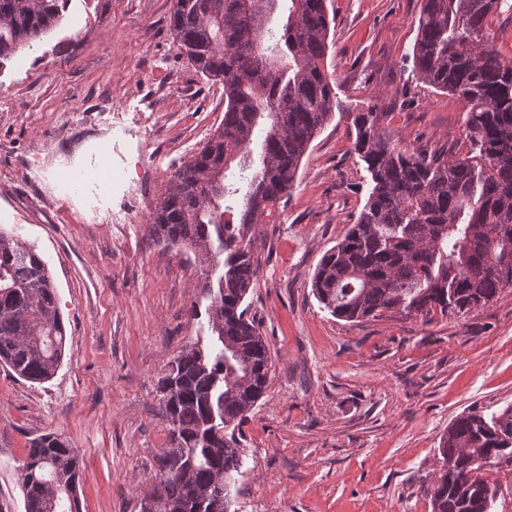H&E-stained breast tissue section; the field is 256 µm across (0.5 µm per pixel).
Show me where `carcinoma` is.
Wrapping results in <instances>:
<instances>
[{"instance_id": "carcinoma-1", "label": "carcinoma", "mask_w": 512, "mask_h": 512, "mask_svg": "<svg viewBox=\"0 0 512 512\" xmlns=\"http://www.w3.org/2000/svg\"><path fill=\"white\" fill-rule=\"evenodd\" d=\"M68 0H0V66L59 24ZM512 0H422L411 77L464 105L468 151L408 153L382 133V113L336 101L326 59V0H176L179 54L224 85V119L170 175L151 236L191 250L205 275L208 335L156 382L168 447L141 512H232L242 467L235 429L269 384L270 352L245 298L256 227L287 200L302 158L333 112L347 118L372 183L343 239L316 266L317 301L359 322L485 307L512 288V59L487 35ZM66 326L47 263L0 230V364L33 383L61 366ZM432 512H489L486 474L512 460V405L458 415L441 438ZM82 469L53 432L28 442L25 512H81Z\"/></svg>"}]
</instances>
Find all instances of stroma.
Masks as SVG:
<instances>
[{
	"label": "stroma",
	"mask_w": 512,
	"mask_h": 512,
	"mask_svg": "<svg viewBox=\"0 0 512 512\" xmlns=\"http://www.w3.org/2000/svg\"><path fill=\"white\" fill-rule=\"evenodd\" d=\"M173 0H69L60 25L0 67V228L37 248L67 328L55 377L0 368V503L25 512L29 439L52 431L78 453L82 512H140L168 444L154 384L196 341L209 304L199 268L155 243L148 214L171 173L224 118V88L181 57ZM327 69L339 98L382 113L403 150L464 151L463 104L409 79L422 0H327ZM130 165L133 183L88 201L86 164ZM371 188L333 120L296 186L259 225L247 298L272 361L240 426L237 512H431L423 487L463 411L512 405V288L464 315L432 311L350 324L315 299L321 256Z\"/></svg>",
	"instance_id": "35a3bbf8"
}]
</instances>
